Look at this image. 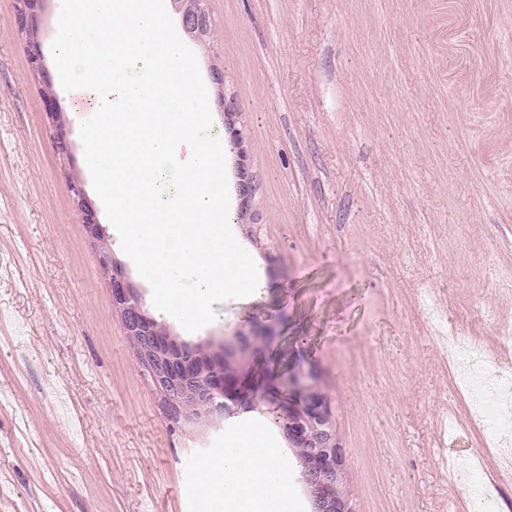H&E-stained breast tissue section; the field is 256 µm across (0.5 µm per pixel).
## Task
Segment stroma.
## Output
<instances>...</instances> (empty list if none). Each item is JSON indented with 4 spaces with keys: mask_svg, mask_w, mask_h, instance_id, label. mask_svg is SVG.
<instances>
[{
    "mask_svg": "<svg viewBox=\"0 0 512 512\" xmlns=\"http://www.w3.org/2000/svg\"><path fill=\"white\" fill-rule=\"evenodd\" d=\"M213 37L190 41L246 140L226 159L231 229L259 287L173 336L216 347L256 323L277 336L241 366L317 369L347 457L353 512H469L443 456L512 512V473L477 432L431 292L512 375V0H208ZM0 0V512H201L205 458L241 426L285 437L270 390L234 415L171 421L144 376ZM253 187L239 196L240 177ZM448 422L446 446L437 439Z\"/></svg>",
    "mask_w": 512,
    "mask_h": 512,
    "instance_id": "35a3bbf8",
    "label": "stroma"
}]
</instances>
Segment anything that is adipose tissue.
<instances>
[{"mask_svg":"<svg viewBox=\"0 0 512 512\" xmlns=\"http://www.w3.org/2000/svg\"><path fill=\"white\" fill-rule=\"evenodd\" d=\"M289 448L272 444L266 431L247 427L238 444L204 463L199 489L204 501L224 512H291Z\"/></svg>","mask_w":512,"mask_h":512,"instance_id":"1","label":"adipose tissue"}]
</instances>
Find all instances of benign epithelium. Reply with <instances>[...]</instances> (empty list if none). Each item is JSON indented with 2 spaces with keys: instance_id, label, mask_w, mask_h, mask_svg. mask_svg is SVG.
Instances as JSON below:
<instances>
[{
  "instance_id": "obj_1",
  "label": "benign epithelium",
  "mask_w": 512,
  "mask_h": 512,
  "mask_svg": "<svg viewBox=\"0 0 512 512\" xmlns=\"http://www.w3.org/2000/svg\"><path fill=\"white\" fill-rule=\"evenodd\" d=\"M16 30L24 36L25 50L33 73L43 74L46 68L43 39L34 19L47 0H15ZM185 33L202 36L210 25V17L201 0H175ZM46 100V121L53 134L56 152L67 160L72 144L65 132L64 114L58 107L52 88L43 91ZM73 203L81 213L85 231L93 242L104 238L103 227L81 183L69 185ZM100 263L112 267V309L121 319L124 332L144 337L138 357L152 372L156 388L176 391L184 402L205 403L213 410L230 414L233 407L251 401L262 388L281 384L288 388V399L279 406L287 439L304 446L312 441L315 430L328 433L325 440L304 460L303 481L306 484L312 512H349V505L336 496V480L345 471V450L329 433L331 408L326 393L320 388L314 371H293L281 379L268 374L248 382L237 369V360L250 355L254 345L251 337L261 336L270 342L276 336L271 325L255 324L248 332L234 336L226 347L228 354L204 355L171 336L157 334L155 320L147 314L123 270L106 248L100 249Z\"/></svg>"
}]
</instances>
